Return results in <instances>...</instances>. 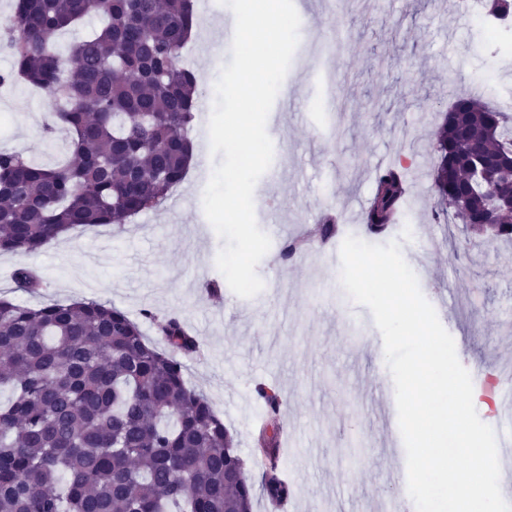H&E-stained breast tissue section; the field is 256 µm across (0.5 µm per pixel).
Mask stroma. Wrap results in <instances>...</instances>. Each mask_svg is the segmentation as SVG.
<instances>
[{"label":"stroma","mask_w":512,"mask_h":512,"mask_svg":"<svg viewBox=\"0 0 512 512\" xmlns=\"http://www.w3.org/2000/svg\"><path fill=\"white\" fill-rule=\"evenodd\" d=\"M299 43L281 85L298 107L274 103L267 132L273 161L254 190L258 226L271 247L256 271L264 282L242 298L216 266L224 245L205 217L203 193L216 163L207 124L189 137L201 163L191 166L164 206L123 225L71 231L41 253L0 254V296L20 303L93 299L139 319L142 310L187 320L201 343L187 363V379L203 390L223 418L247 474L258 477L256 443L264 418L256 383L276 388L288 425L286 468L296 481V512H370L409 498L396 474L406 470L404 447L394 446L387 416L397 413L383 338L370 310L354 302L341 282L340 247L350 234L383 245L399 241L427 301L445 295L453 305L439 318L466 369L512 361V246L475 245L459 226L435 222L431 182L413 188L402 223L416 227L370 234L364 224L339 222L323 248L283 262L279 248L303 235L326 212L368 201L376 165L432 169L433 131L457 96L490 102L512 97V52L497 53L462 0H342L334 15L322 0H294ZM197 29L184 52L198 77V95L215 101V83L230 63L231 40L219 29L234 22L220 0H195ZM346 41L337 76L313 71L312 46L329 30ZM460 39L448 45L449 33ZM50 97L28 85L0 89V149L53 165L67 135L46 137ZM35 267L42 296L13 290L20 266ZM383 385L389 400L372 404Z\"/></svg>","instance_id":"35a3bbf8"}]
</instances>
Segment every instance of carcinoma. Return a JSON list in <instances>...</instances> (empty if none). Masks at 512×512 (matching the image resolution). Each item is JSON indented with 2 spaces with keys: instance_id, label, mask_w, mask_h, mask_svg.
<instances>
[{
  "instance_id": "cac0c4a2",
  "label": "carcinoma",
  "mask_w": 512,
  "mask_h": 512,
  "mask_svg": "<svg viewBox=\"0 0 512 512\" xmlns=\"http://www.w3.org/2000/svg\"><path fill=\"white\" fill-rule=\"evenodd\" d=\"M100 32L55 49L58 36L86 17ZM191 0H13L0 21L11 67L0 86L24 82L55 100L47 136L69 137L64 163L48 167L0 151V253L35 255L71 230L117 224L164 205L189 166L195 73L183 52L194 26ZM440 211L497 225L482 243L512 240V119L472 96L444 113L432 142ZM364 224L380 235L398 223L407 175L388 167L375 178ZM336 237V220L310 241ZM34 293L39 272L12 274ZM139 323L96 300L28 306L0 299V512H252L253 484L224 420L185 377L200 352L187 322ZM258 443L276 444L282 400L268 387ZM262 494L293 495L277 467L262 470Z\"/></svg>"
}]
</instances>
